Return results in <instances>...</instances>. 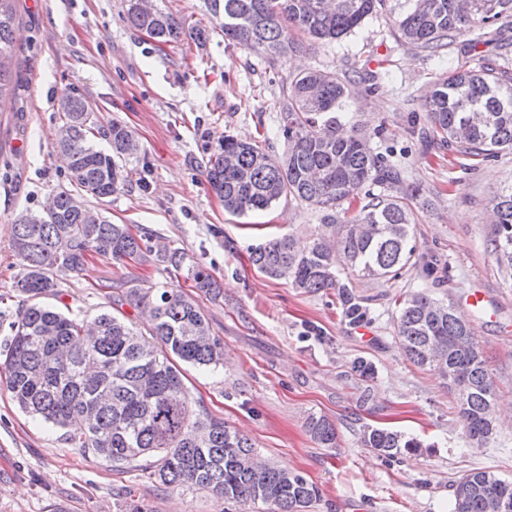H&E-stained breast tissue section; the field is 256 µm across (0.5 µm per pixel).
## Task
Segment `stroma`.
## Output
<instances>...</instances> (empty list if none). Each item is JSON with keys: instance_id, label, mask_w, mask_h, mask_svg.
Instances as JSON below:
<instances>
[{"instance_id": "35a3bbf8", "label": "stroma", "mask_w": 512, "mask_h": 512, "mask_svg": "<svg viewBox=\"0 0 512 512\" xmlns=\"http://www.w3.org/2000/svg\"><path fill=\"white\" fill-rule=\"evenodd\" d=\"M187 23L205 27V41L161 45L130 28L126 0H16L12 81L0 100V351L24 304L14 282L20 262L11 248L14 222L69 187L54 134L62 95H81L103 124L120 122L140 150L127 159L125 189L87 205L138 235L184 249L221 284L217 299L201 298L224 366L189 369L187 385L212 416L245 434L261 459L303 474L319 489L316 512H450L454 484L475 469L512 478V276L492 250L494 196L512 184V152L473 170L463 156L421 141L412 122L421 97L442 72L466 58L464 41L430 58L396 36L405 0L341 40L304 46L269 63L224 40L221 19L204 0H160ZM355 68L382 78L379 92L356 95L346 124L384 126L376 150H393L406 184L435 201L418 213L416 261L390 280L352 277L370 312L363 328L345 321L332 290L304 293L253 267L249 249L273 233L306 243L320 214L290 199L237 217L224 210L206 176L225 136L263 138L279 153L276 134L283 86L307 69ZM440 272L426 274L424 259ZM189 291L178 272L152 264L120 270L89 259L62 277L46 305L68 306L77 318L110 311L107 286L120 275ZM428 289L454 302L484 351L496 386V432L470 444L437 372L415 367L395 337V302ZM358 357L376 370L373 399L359 407L360 383L350 374ZM335 423V447L323 448L305 428L310 414ZM390 427L421 441L416 452L386 458L365 447V427ZM77 426L53 428L22 412L6 388L0 364V512H268L224 503L192 484L167 487L137 468L72 448Z\"/></svg>"}]
</instances>
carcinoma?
Wrapping results in <instances>:
<instances>
[{
  "instance_id": "1",
  "label": "carcinoma",
  "mask_w": 512,
  "mask_h": 512,
  "mask_svg": "<svg viewBox=\"0 0 512 512\" xmlns=\"http://www.w3.org/2000/svg\"><path fill=\"white\" fill-rule=\"evenodd\" d=\"M15 0H0V96L9 85L14 51ZM129 26L160 44L176 43L185 21L158 6L141 8L126 0ZM223 14L224 39L274 62L313 43L336 41L355 32L384 8L385 0H207ZM396 21L398 38L429 57L463 36L476 49L487 43L485 30L512 19V0H407ZM379 76L311 69L295 75L283 89L279 135L285 150L272 154L257 142L224 137L209 161L207 178L224 210L234 216L264 211L290 198L321 214L305 248L282 235L252 248L261 272L285 279L305 293L336 289L342 318L351 325L368 319V308L350 281L349 269L385 279L414 256L409 245L416 223L418 189L404 185L401 169L370 146L384 129L343 128L341 109L355 95V85L375 86ZM425 138L448 145L473 166L512 150V68L488 57L459 65L438 79L421 104ZM62 125L56 147L75 191L62 189L38 210L15 220L12 247L21 271L16 287L26 306L11 325L3 365L6 384L19 408L44 423L64 428L75 417L85 421L79 434L67 437L74 448L91 452L123 468L132 464L154 470L162 484H194L226 502L270 506V512H311L320 500L317 486L303 475L254 463L249 438L210 416L184 383L183 366L216 369L223 364L221 340L212 334L196 300L176 288L123 279L112 296L113 312L78 321L40 299L54 293L59 278L81 271L93 254L126 268L152 262L186 272L193 287L209 296L219 293L213 276L179 248L134 235L126 224L104 216L90 220L87 198H105L129 182L121 161L139 150L128 127L114 122L102 128L99 117L80 96L60 102ZM110 146L94 144L96 136ZM496 234L493 251L512 269V186L493 200ZM129 306L149 314L146 339L127 322ZM396 337L406 357L448 380L465 435L481 446L495 425L491 416L496 391L470 326L452 303L427 290L406 294L398 303ZM351 373L364 382L357 402L372 400V363L358 358ZM306 428L323 448L336 447V426L310 415ZM365 446L394 458L421 443L399 431L366 427ZM155 461H148V458ZM508 496L512 481L477 469L455 482L452 512H490L491 500Z\"/></svg>"
}]
</instances>
